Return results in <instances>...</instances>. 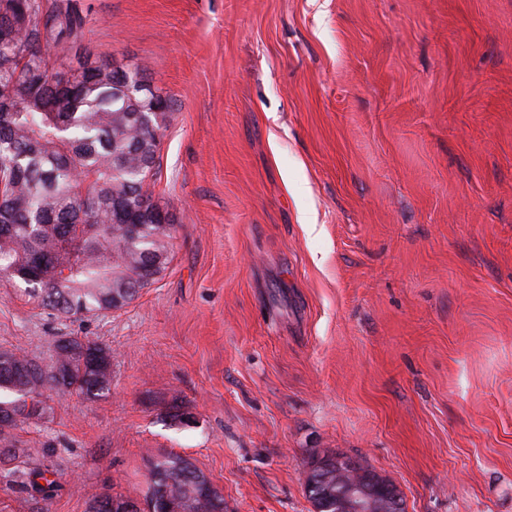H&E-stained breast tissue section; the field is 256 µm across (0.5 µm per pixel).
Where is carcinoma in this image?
<instances>
[{
  "instance_id": "1",
  "label": "carcinoma",
  "mask_w": 512,
  "mask_h": 512,
  "mask_svg": "<svg viewBox=\"0 0 512 512\" xmlns=\"http://www.w3.org/2000/svg\"><path fill=\"white\" fill-rule=\"evenodd\" d=\"M82 17L40 0H0V86H11L14 109L0 116V272L23 286L38 307L70 318L128 305L161 275L170 257L171 217L148 181L159 172L161 131L172 101L152 91L130 97L126 82L146 68L107 59L64 73L55 67ZM125 206L117 212L115 203ZM73 260L63 283L47 278L53 261ZM112 385V350L78 336L57 340L51 364L0 351V485L50 501L57 482L40 467L19 468L13 431L51 413L48 391L95 396ZM314 512H336L343 486L331 477L305 484ZM150 512H224V496L185 456L152 463L145 494Z\"/></svg>"
}]
</instances>
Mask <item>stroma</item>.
I'll list each match as a JSON object with an SVG mask.
<instances>
[{"label":"stroma","instance_id":"35a3bbf8","mask_svg":"<svg viewBox=\"0 0 512 512\" xmlns=\"http://www.w3.org/2000/svg\"><path fill=\"white\" fill-rule=\"evenodd\" d=\"M54 1L66 65H145L173 103L170 262L82 322L0 280V350H112L109 392L14 432L57 494L0 512L143 499L169 451L224 512H314L327 455L406 512H512V0Z\"/></svg>","mask_w":512,"mask_h":512}]
</instances>
